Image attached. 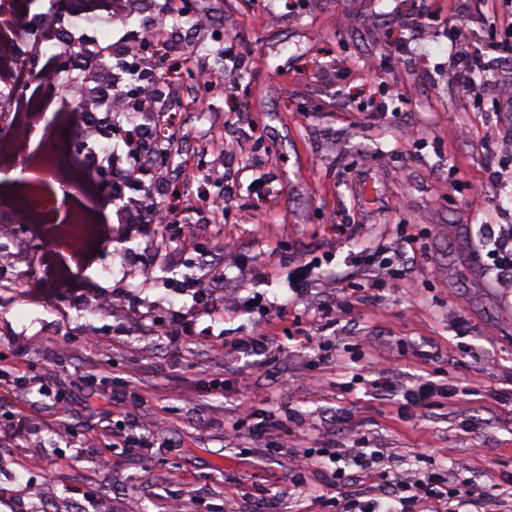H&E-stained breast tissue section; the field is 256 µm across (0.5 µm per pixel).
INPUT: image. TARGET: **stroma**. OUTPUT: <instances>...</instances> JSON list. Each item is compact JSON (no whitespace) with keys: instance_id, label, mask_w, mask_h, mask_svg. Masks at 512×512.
Here are the masks:
<instances>
[{"instance_id":"stroma-1","label":"stroma","mask_w":512,"mask_h":512,"mask_svg":"<svg viewBox=\"0 0 512 512\" xmlns=\"http://www.w3.org/2000/svg\"><path fill=\"white\" fill-rule=\"evenodd\" d=\"M210 27L170 64L176 135L151 127L153 181L123 196L182 199L173 224L125 222L79 271L77 291L34 288L46 242L16 232L0 274V512H336L382 473L463 462L474 492L512 494V291L473 256L483 224H512V0H190ZM157 0H134L91 40L143 35ZM487 81L452 79L451 23ZM225 71L200 95L183 57ZM388 109L379 117L378 106ZM223 152L233 195L198 184ZM315 260L300 295L288 275ZM400 269L382 274L381 262ZM347 272L337 283V272ZM204 280L213 302L194 300ZM107 293L108 310L96 296ZM331 314H323L324 304ZM266 336L257 356L225 352ZM394 379L477 389L429 414L368 392L362 345ZM52 390L39 395L38 386ZM133 420L153 448L112 443ZM272 429L256 433L259 422ZM380 472L341 486L317 460L358 445ZM309 450L297 472L290 449Z\"/></svg>"}]
</instances>
